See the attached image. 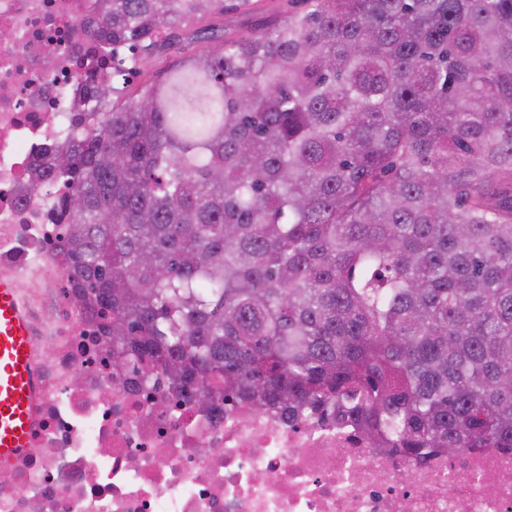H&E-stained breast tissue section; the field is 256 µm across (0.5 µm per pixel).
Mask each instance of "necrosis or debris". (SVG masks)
<instances>
[{
    "label": "necrosis or debris",
    "instance_id": "4bbe7bcc",
    "mask_svg": "<svg viewBox=\"0 0 512 512\" xmlns=\"http://www.w3.org/2000/svg\"><path fill=\"white\" fill-rule=\"evenodd\" d=\"M98 0H0V277L19 285L37 383L28 451L0 480V512H512V455L480 448L429 466L351 429L212 394L113 360L44 174L73 123L83 77L111 71L81 28Z\"/></svg>",
    "mask_w": 512,
    "mask_h": 512
}]
</instances>
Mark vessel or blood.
Returning a JSON list of instances; mask_svg holds the SVG:
<instances>
[{"label": "vessel or blood", "instance_id": "b4317fda", "mask_svg": "<svg viewBox=\"0 0 512 512\" xmlns=\"http://www.w3.org/2000/svg\"><path fill=\"white\" fill-rule=\"evenodd\" d=\"M35 379L28 321L13 283L0 280V464L28 446Z\"/></svg>", "mask_w": 512, "mask_h": 512}]
</instances>
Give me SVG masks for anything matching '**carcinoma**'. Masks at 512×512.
<instances>
[{"mask_svg":"<svg viewBox=\"0 0 512 512\" xmlns=\"http://www.w3.org/2000/svg\"><path fill=\"white\" fill-rule=\"evenodd\" d=\"M223 0H101L143 65ZM51 163L112 359L346 421L423 462L512 451V0H306L126 93Z\"/></svg>","mask_w":512,"mask_h":512,"instance_id":"cac0c4a2","label":"carcinoma"}]
</instances>
